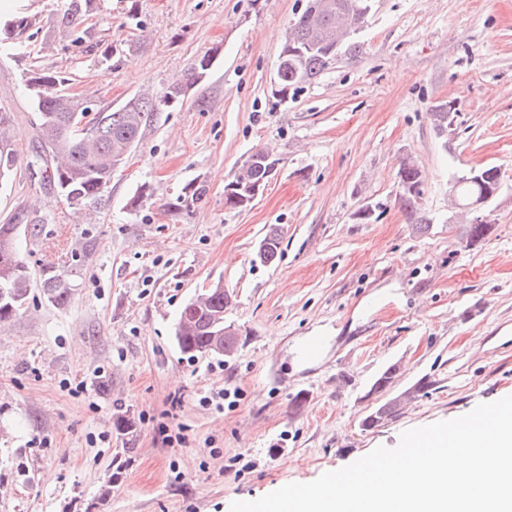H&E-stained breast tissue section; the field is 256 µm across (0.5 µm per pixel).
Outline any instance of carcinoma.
I'll use <instances>...</instances> for the list:
<instances>
[{
  "instance_id": "cac0c4a2",
  "label": "carcinoma",
  "mask_w": 512,
  "mask_h": 512,
  "mask_svg": "<svg viewBox=\"0 0 512 512\" xmlns=\"http://www.w3.org/2000/svg\"><path fill=\"white\" fill-rule=\"evenodd\" d=\"M320 0H307L305 8L289 27L282 51L289 55L278 61V87L281 97L289 92L315 82L342 53L353 54L358 43L350 40L336 46V16L320 13L315 5ZM337 7L355 4L353 22L363 27L371 8V0H332ZM95 0H69L65 12L58 16V27L65 31L71 44L83 48L85 53H99L110 58L119 52L117 46L105 45L93 38L87 21L94 11ZM31 27L28 18H12L0 23V44H7ZM24 81L32 117L30 125L37 143L29 164L44 167V189L51 190L76 211L97 210L108 199L107 189L117 163L126 161L141 139L143 127L153 113L181 100L182 84L169 86L162 95L149 97L135 94L117 106L94 110V128L85 130L83 120L87 108L93 107L91 99L72 96L66 92L68 77L27 71ZM14 130L13 112L0 107V144L11 145ZM254 164H244L233 176L241 186L224 194V204L231 209H245L253 201L250 190L255 185L266 184L275 171V160L269 153L257 151ZM16 166L12 150H0V181L10 177ZM398 182L403 184L399 199L412 209L422 194L420 171L407 162L398 172ZM460 204L471 203L482 191V186L463 176L455 182ZM201 183H189L178 197V206L189 208L206 196ZM37 225L20 211L0 224V324L10 321L26 304L33 285L29 266L21 254L18 241L21 236L35 237ZM281 253V240L277 232L267 233L259 242L256 258L263 265H272ZM78 266L73 261L67 266L43 269L41 288L52 304L65 307L69 304L73 288L68 277ZM230 298L224 287L209 288L190 299L183 307L175 327V341L179 350L190 356L214 354L213 340L224 335V309ZM400 404L390 399L368 415L362 426L368 429L381 425L395 416Z\"/></svg>"
}]
</instances>
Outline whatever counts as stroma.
Wrapping results in <instances>:
<instances>
[{"label":"stroma","instance_id":"obj_1","mask_svg":"<svg viewBox=\"0 0 512 512\" xmlns=\"http://www.w3.org/2000/svg\"><path fill=\"white\" fill-rule=\"evenodd\" d=\"M65 2L28 0L37 57L20 40L0 47L19 159L0 223L38 220L19 242L33 275L82 253L68 306L36 285L0 327V512H230L512 395V0H373L358 52L285 99L273 76L305 0H96L94 38L137 42L119 61L69 46L54 24ZM209 50L207 75L153 114L103 209L76 219L30 179L24 72L69 73L70 93L105 108L161 94ZM448 101L441 133L432 112ZM260 149L275 175L246 209L226 207L225 185ZM408 161L423 188L411 210L398 200ZM492 166L502 188L481 214L493 230L470 247L448 187ZM190 182L206 198L176 209ZM272 229L281 256L264 266L254 255ZM218 284L234 296L224 322L237 347L184 355L180 312ZM392 364V385L371 393ZM421 380L395 417L362 427ZM220 388L223 408L203 404ZM122 416L133 434L115 430Z\"/></svg>","mask_w":512,"mask_h":512}]
</instances>
